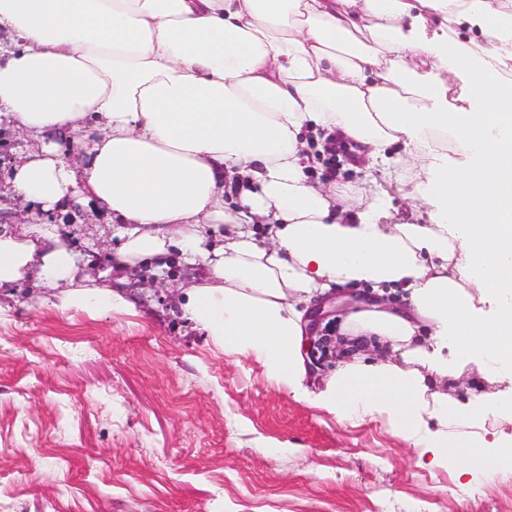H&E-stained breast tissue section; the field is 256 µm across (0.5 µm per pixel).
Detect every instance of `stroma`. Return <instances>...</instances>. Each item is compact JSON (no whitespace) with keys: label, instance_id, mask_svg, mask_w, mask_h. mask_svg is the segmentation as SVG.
Wrapping results in <instances>:
<instances>
[{"label":"stroma","instance_id":"stroma-1","mask_svg":"<svg viewBox=\"0 0 512 512\" xmlns=\"http://www.w3.org/2000/svg\"><path fill=\"white\" fill-rule=\"evenodd\" d=\"M312 182L387 194L388 223H430L412 195L424 170L356 169L317 158ZM97 277L118 242L95 205L48 215ZM193 271L134 266L109 310L63 308L36 278L0 288V500L11 512H512V473L457 477L426 464L379 417L341 424L224 352L176 304ZM371 288L322 297L303 354L310 391L339 359L345 307Z\"/></svg>","mask_w":512,"mask_h":512}]
</instances>
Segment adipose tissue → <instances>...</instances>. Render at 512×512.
I'll return each mask as SVG.
<instances>
[{"mask_svg": "<svg viewBox=\"0 0 512 512\" xmlns=\"http://www.w3.org/2000/svg\"><path fill=\"white\" fill-rule=\"evenodd\" d=\"M0 31V128L41 140L8 181L30 226L0 230V288L34 275L63 307L124 304L43 219L94 202L120 241L101 278L201 267L188 320L303 399L314 300L404 289L407 308L343 318L318 404L383 418L430 465L512 472V0H0ZM61 130L81 162L50 141ZM334 132L366 165L426 169L433 223L383 224L384 198L311 183ZM469 365L499 391L442 390Z\"/></svg>", "mask_w": 512, "mask_h": 512, "instance_id": "1", "label": "adipose tissue"}]
</instances>
